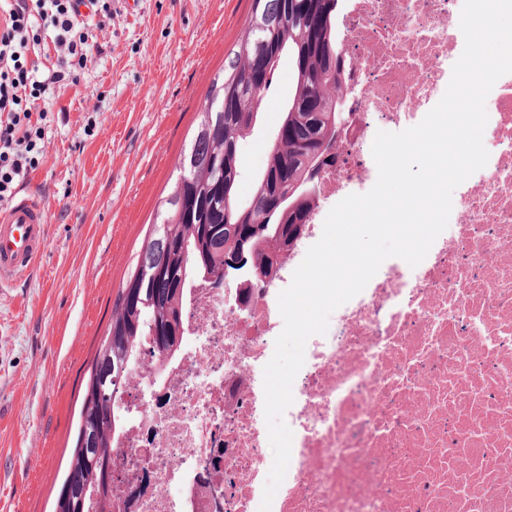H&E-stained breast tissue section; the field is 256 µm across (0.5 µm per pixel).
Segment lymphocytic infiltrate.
Instances as JSON below:
<instances>
[{"instance_id":"lymphocytic-infiltrate-1","label":"lymphocytic infiltrate","mask_w":512,"mask_h":512,"mask_svg":"<svg viewBox=\"0 0 512 512\" xmlns=\"http://www.w3.org/2000/svg\"><path fill=\"white\" fill-rule=\"evenodd\" d=\"M81 0H13L0 20V202L36 169L43 156V131L32 127V112L49 85L75 80L98 52L96 19L108 17V0H90L92 15L81 14ZM54 32L56 68L40 79L31 57L41 28Z\"/></svg>"}]
</instances>
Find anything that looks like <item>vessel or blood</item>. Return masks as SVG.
<instances>
[{"instance_id": "vessel-or-blood-1", "label": "vessel or blood", "mask_w": 512, "mask_h": 512, "mask_svg": "<svg viewBox=\"0 0 512 512\" xmlns=\"http://www.w3.org/2000/svg\"><path fill=\"white\" fill-rule=\"evenodd\" d=\"M46 215L29 196L16 200L0 212V277L24 274L33 259L44 250Z\"/></svg>"}]
</instances>
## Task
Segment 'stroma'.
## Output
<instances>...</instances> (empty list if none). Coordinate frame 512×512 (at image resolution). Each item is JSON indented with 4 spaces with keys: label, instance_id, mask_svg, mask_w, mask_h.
<instances>
[{
    "label": "stroma",
    "instance_id": "obj_1",
    "mask_svg": "<svg viewBox=\"0 0 512 512\" xmlns=\"http://www.w3.org/2000/svg\"><path fill=\"white\" fill-rule=\"evenodd\" d=\"M99 54L32 120L44 160L17 187L46 209V246L0 282V512H53L73 458L86 374L123 278L174 192L214 79L253 0H112ZM281 60L238 144L239 201L267 168L293 89Z\"/></svg>",
    "mask_w": 512,
    "mask_h": 512
}]
</instances>
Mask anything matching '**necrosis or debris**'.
<instances>
[{
	"label": "necrosis or debris",
	"instance_id": "obj_1",
	"mask_svg": "<svg viewBox=\"0 0 512 512\" xmlns=\"http://www.w3.org/2000/svg\"><path fill=\"white\" fill-rule=\"evenodd\" d=\"M460 0H345L357 127L322 174L277 277L240 309L235 284L185 289L159 375L130 368L109 490L114 512H259L273 463L263 368L277 297L329 208L368 192L377 131L417 125L463 52ZM489 160L457 188L417 267L387 259L311 337L284 420L291 458L270 512H512V74L486 99Z\"/></svg>",
	"mask_w": 512,
	"mask_h": 512
}]
</instances>
